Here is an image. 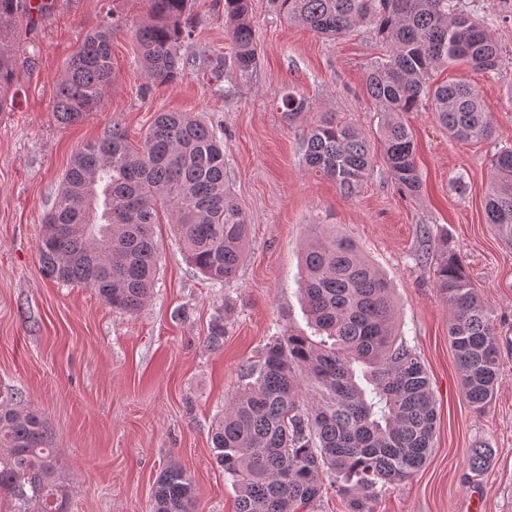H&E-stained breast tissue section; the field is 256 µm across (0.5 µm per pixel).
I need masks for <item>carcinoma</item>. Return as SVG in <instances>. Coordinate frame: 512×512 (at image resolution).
I'll return each instance as SVG.
<instances>
[{"label":"carcinoma","instance_id":"1","mask_svg":"<svg viewBox=\"0 0 512 512\" xmlns=\"http://www.w3.org/2000/svg\"><path fill=\"white\" fill-rule=\"evenodd\" d=\"M22 0H0V110L13 89L16 33L33 23ZM136 29L146 89L172 84L187 60L191 0H145ZM479 0H274L288 21L326 38L363 25L389 47L366 77L380 114L383 159L401 192L415 196L421 179L405 115L427 108L454 138L481 141L493 117L480 92L432 77L452 64L497 68L501 48L491 28L512 21L474 12ZM250 0H224V20L235 45L234 67L256 65ZM113 23L88 35L57 84L54 114L77 123L100 108L115 75ZM285 121L307 108L281 97ZM307 170L336 182L342 195L358 192L373 170L370 140L335 120L312 126L300 145ZM487 222L512 243V145L495 147ZM169 211L187 260L212 284L232 279L243 259L249 219L224 180V144L212 127L184 112H161L139 148L114 130L75 152L56 205L46 216L37 254L43 274L88 288L108 306L138 312L151 297L159 246L153 235L158 205ZM112 226V237L105 230ZM433 276L452 318L448 338L470 405L480 411L499 381L494 319L459 255L440 237ZM302 291L313 334H290L264 347L262 363L213 428L216 460L237 488V512H314L324 478L334 479L349 512H372L386 485L402 482L431 454L437 412L419 356L397 338L395 307L386 278L349 239L316 234L302 257ZM312 388V397L303 391ZM487 448H472L468 466L483 470ZM191 476L166 466L153 489L151 512H192ZM4 512H68L57 482L52 440L29 407H0V504Z\"/></svg>","mask_w":512,"mask_h":512}]
</instances>
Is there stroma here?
<instances>
[{"label": "stroma", "instance_id": "stroma-1", "mask_svg": "<svg viewBox=\"0 0 512 512\" xmlns=\"http://www.w3.org/2000/svg\"><path fill=\"white\" fill-rule=\"evenodd\" d=\"M50 3L18 35L15 95L0 112V404L34 408L45 420L68 512H150L155 481L171 463L196 485L194 512H235L236 489L215 459L211 425L272 337L308 332L298 268L317 232L349 238L386 275L402 337L425 366L436 405L427 462L386 486L373 512H512V246L485 213L494 146L512 145V23L492 29L503 51L498 73L453 65L437 76L480 90L494 141L455 140L431 111L411 113L419 195H403L379 157L346 197L332 179L307 171L300 143L325 118L375 135L365 78L387 49L368 29L327 40L288 23L273 0H250L258 62L243 74L232 63L224 0H192L193 37L182 48L189 63L172 85L149 92L134 36L142 0ZM109 20L117 23L116 77L102 109L59 124L57 80L83 37ZM288 92L308 102L289 122L280 110ZM161 112L190 113L223 137L224 173L250 235L235 278L215 286L160 222L153 294L129 314L89 289L46 278L37 244L77 148L115 128L139 144ZM440 235L494 317L502 379L481 412L463 393L451 313L434 284L429 256ZM217 318L224 344L214 350L208 337ZM477 445L490 450L478 474L467 465Z\"/></svg>", "mask_w": 512, "mask_h": 512}]
</instances>
